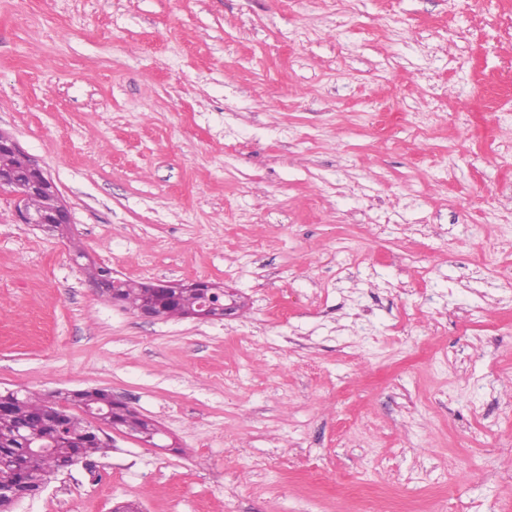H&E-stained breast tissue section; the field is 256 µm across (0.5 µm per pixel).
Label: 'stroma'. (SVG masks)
I'll list each match as a JSON object with an SVG mask.
<instances>
[{
    "mask_svg": "<svg viewBox=\"0 0 512 512\" xmlns=\"http://www.w3.org/2000/svg\"><path fill=\"white\" fill-rule=\"evenodd\" d=\"M512 0H0V391L111 433L12 512H512ZM207 281L147 321L86 267ZM287 316H280V304ZM0 151H9L25 157L24 172L21 170L22 159L12 153L0 154V191L9 192L15 199V210L19 221L23 224H34L48 233H59L65 226H70V214L62 201L51 177L46 173L37 160L26 154L17 141L7 133L0 130ZM23 175L27 177L24 178ZM50 189L51 195L56 197V203L50 209L39 210L51 205L48 193H36ZM30 193H36L30 195ZM30 195V196H29ZM29 196L28 205L26 199ZM39 210V211H38Z\"/></svg>",
    "mask_w": 512,
    "mask_h": 512,
    "instance_id": "1",
    "label": "stroma"
}]
</instances>
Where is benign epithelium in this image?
<instances>
[{"mask_svg":"<svg viewBox=\"0 0 512 512\" xmlns=\"http://www.w3.org/2000/svg\"><path fill=\"white\" fill-rule=\"evenodd\" d=\"M50 190V194L56 197V203L50 209L32 210L27 207L26 199L29 195ZM0 191L8 192L15 199V210L19 221L23 224H33L48 233H58L62 228L71 224L69 211L59 197L58 191L51 177L46 173L37 160L25 155L24 173L4 170L0 171ZM199 288L209 291L215 285L207 281H194L186 285L171 280H156L147 283V287L158 291H168L172 288ZM233 307L220 304H207L197 308L192 315L197 321H221L231 314Z\"/></svg>","mask_w":512,"mask_h":512,"instance_id":"7a95c632","label":"benign epithelium"}]
</instances>
